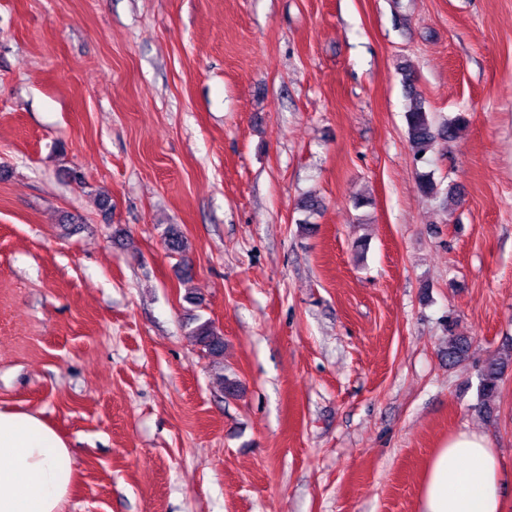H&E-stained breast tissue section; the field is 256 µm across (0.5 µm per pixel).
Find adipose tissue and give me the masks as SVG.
I'll return each instance as SVG.
<instances>
[{
  "label": "adipose tissue",
  "instance_id": "adipose-tissue-1",
  "mask_svg": "<svg viewBox=\"0 0 512 512\" xmlns=\"http://www.w3.org/2000/svg\"><path fill=\"white\" fill-rule=\"evenodd\" d=\"M67 441L41 416L0 410V512H62L73 482ZM490 437L461 430L428 463L421 512H503Z\"/></svg>",
  "mask_w": 512,
  "mask_h": 512
}]
</instances>
